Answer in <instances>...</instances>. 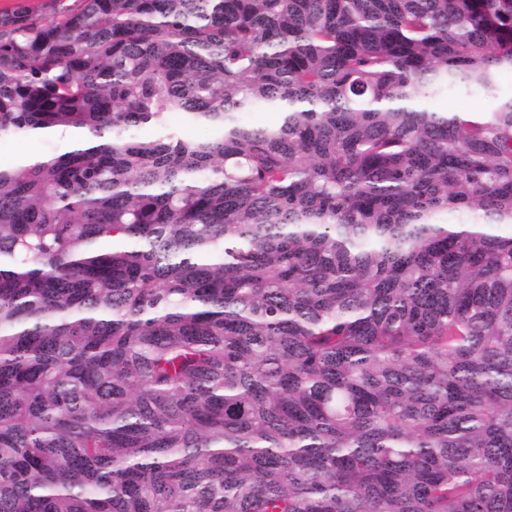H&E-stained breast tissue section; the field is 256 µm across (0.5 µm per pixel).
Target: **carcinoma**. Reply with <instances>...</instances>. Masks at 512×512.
<instances>
[{
	"label": "carcinoma",
	"instance_id": "obj_1",
	"mask_svg": "<svg viewBox=\"0 0 512 512\" xmlns=\"http://www.w3.org/2000/svg\"><path fill=\"white\" fill-rule=\"evenodd\" d=\"M504 68L512 0L1 12L0 140L86 138L0 165V512H512V98L428 105Z\"/></svg>",
	"mask_w": 512,
	"mask_h": 512
}]
</instances>
